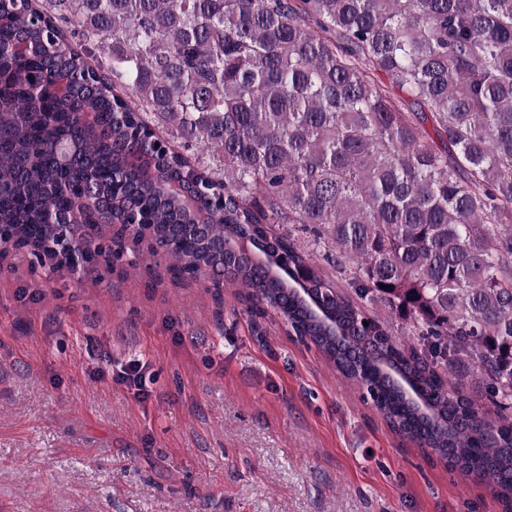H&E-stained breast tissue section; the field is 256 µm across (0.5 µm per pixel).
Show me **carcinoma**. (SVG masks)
Returning <instances> with one entry per match:
<instances>
[{
	"mask_svg": "<svg viewBox=\"0 0 512 512\" xmlns=\"http://www.w3.org/2000/svg\"><path fill=\"white\" fill-rule=\"evenodd\" d=\"M86 204L105 261L148 231L132 269L246 288L512 499V423L479 405L512 409V0H0V261L95 274ZM82 232L87 241V250L84 255L85 265H96L99 261L98 252L103 249V242L97 238V217L93 212H89L85 224H80Z\"/></svg>",
	"mask_w": 512,
	"mask_h": 512,
	"instance_id": "carcinoma-1",
	"label": "carcinoma"
}]
</instances>
